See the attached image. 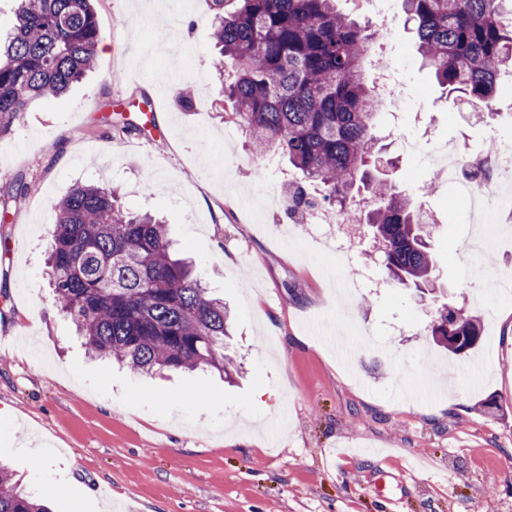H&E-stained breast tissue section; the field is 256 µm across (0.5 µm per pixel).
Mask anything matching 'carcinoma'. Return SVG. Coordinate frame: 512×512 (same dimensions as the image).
<instances>
[{"label":"carcinoma","mask_w":512,"mask_h":512,"mask_svg":"<svg viewBox=\"0 0 512 512\" xmlns=\"http://www.w3.org/2000/svg\"><path fill=\"white\" fill-rule=\"evenodd\" d=\"M12 36L0 48V135L28 106L60 98L94 67L102 40L94 0H18ZM338 0H211L213 40L233 69L222 83L232 119L250 150H274L323 189L344 214L356 184L377 205L361 211L383 244L393 283L423 288L434 270L410 199L367 171L380 137L381 109L367 75L376 30L337 7ZM505 0H402L417 53L447 95L491 107L512 75V10ZM46 261L55 302L88 353L136 373L165 369L235 371L224 354L229 314L191 265L174 253L167 225L133 214L112 187L79 184L54 204ZM453 355L480 337L477 318L442 306L430 326ZM0 512H50L0 465Z\"/></svg>","instance_id":"1"}]
</instances>
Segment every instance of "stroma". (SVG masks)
<instances>
[{
  "label": "stroma",
  "mask_w": 512,
  "mask_h": 512,
  "mask_svg": "<svg viewBox=\"0 0 512 512\" xmlns=\"http://www.w3.org/2000/svg\"><path fill=\"white\" fill-rule=\"evenodd\" d=\"M168 5L96 0L94 68L0 137V409L15 415L0 421V463L51 512H512V279L484 293L512 271V212L477 226L426 159L448 141L472 159L487 141H511L512 95L484 117L445 96L392 0L398 19L375 63L408 97L376 128L397 160L386 177L428 218L435 291L425 295L389 282L368 227L340 225L355 256L339 269L322 264L313 231L283 202L264 201L261 185L291 168L254 155L245 129L224 120L209 0L181 6L190 29L176 73L150 49ZM86 182L119 187L127 210L162 220L223 298L234 382L89 357L45 268L53 205ZM480 236L477 261L465 245ZM445 304L480 321L466 354L428 341Z\"/></svg>",
  "instance_id": "obj_1"
}]
</instances>
